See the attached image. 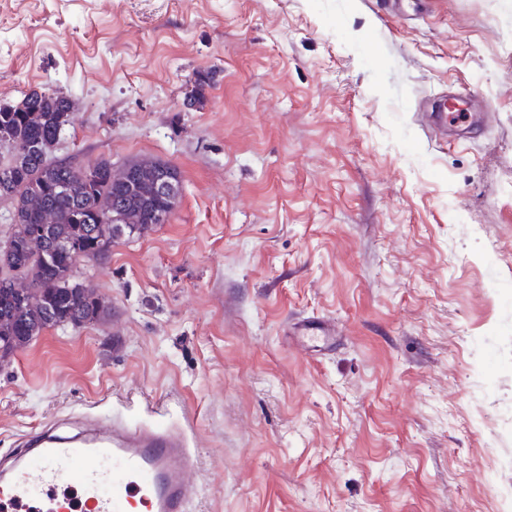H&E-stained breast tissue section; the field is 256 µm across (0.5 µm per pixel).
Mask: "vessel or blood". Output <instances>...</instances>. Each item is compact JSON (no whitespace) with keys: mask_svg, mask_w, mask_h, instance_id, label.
<instances>
[{"mask_svg":"<svg viewBox=\"0 0 512 512\" xmlns=\"http://www.w3.org/2000/svg\"><path fill=\"white\" fill-rule=\"evenodd\" d=\"M193 469L177 432L45 426L0 465V512H184Z\"/></svg>","mask_w":512,"mask_h":512,"instance_id":"1","label":"vessel or blood"}]
</instances>
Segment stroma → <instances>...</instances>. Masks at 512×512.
<instances>
[{
    "label": "stroma",
    "instance_id": "obj_1",
    "mask_svg": "<svg viewBox=\"0 0 512 512\" xmlns=\"http://www.w3.org/2000/svg\"><path fill=\"white\" fill-rule=\"evenodd\" d=\"M33 88L54 158L182 189L0 367V457L120 420L185 433V512H512V0H0Z\"/></svg>",
    "mask_w": 512,
    "mask_h": 512
}]
</instances>
